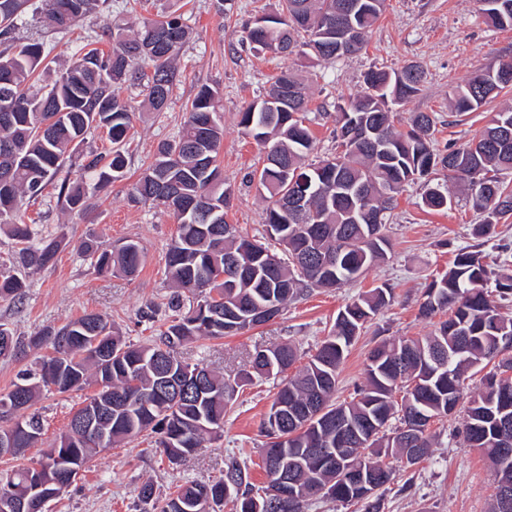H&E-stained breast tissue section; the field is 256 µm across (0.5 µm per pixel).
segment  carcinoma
Segmentation results:
<instances>
[{
    "label": "carcinoma",
    "instance_id": "obj_1",
    "mask_svg": "<svg viewBox=\"0 0 512 512\" xmlns=\"http://www.w3.org/2000/svg\"><path fill=\"white\" fill-rule=\"evenodd\" d=\"M30 0H0V229L6 232L25 269L55 262L65 241L61 235L46 241L34 224L24 220L25 202L41 196L52 185L58 200L70 212L87 208L86 185L81 180L58 179L77 145L92 129L106 132L112 145L105 154H92L81 169L96 175L95 187L125 177V146L133 126L135 107L116 89L128 84L140 89L142 104L163 112L179 81L176 60L188 31L183 15L175 11L147 19L139 28L114 24L102 28L103 51L87 44L68 63L53 71L51 82L35 86L31 78L48 69L50 51L39 42L23 41L18 26ZM48 23L69 31L100 9L107 0H42ZM346 0H278V13L252 20L246 39L257 55L277 52L330 62L336 59L329 29L346 23L354 52L365 46L364 34L378 22L384 0H356L347 18ZM487 23L512 28V0H477ZM425 72L414 62L399 70L370 69L362 90L342 97L336 110V132L344 150L318 163H305L314 149L305 112L309 87L284 69L264 95L239 113L243 135L268 150L276 148L288 163L284 169L263 157L249 174L261 197L263 238L277 242L288 253L283 259L266 243L240 235L224 217L227 191L216 165L224 139L219 112L220 87L203 84L186 107L178 134L158 144L154 160L131 184L135 203L152 202L169 211L177 232L168 249L164 275L182 290L170 301L172 315L158 339L127 341L105 313H85L62 326H48L31 344L50 350L39 368L21 373L0 392V426L12 456L23 459L37 445L42 419L27 410L44 388L59 393L78 390L94 378L98 387L73 413L57 445L42 450L35 465L20 463L0 471V512H43L33 502L34 481L44 492L57 493L66 480L57 458L80 471L97 448H114L142 436L157 435V444L170 462L194 454L203 443L221 436L229 402L228 384L212 371L192 365L177 351L181 344L204 338H222L270 322L288 302L315 288H336L363 275L385 260L390 243L384 230L398 196L412 183L426 186L424 205L441 210L452 203V184L468 187L472 206L482 214L473 235L487 237L501 220L512 215V189L497 177L512 172V107L497 111L480 136L467 143L435 146V117L417 112L411 128L396 129L389 115L393 107L414 99ZM512 89V61L474 72L453 91L457 112H474ZM448 172L449 184L430 185L429 176ZM361 186L370 197L369 208L351 196ZM298 194L310 202L318 220L287 212L282 200ZM82 252L99 275L134 277L143 255L129 240L117 249L90 235ZM494 281L496 295L487 284ZM25 287L23 276L0 270V300H15ZM394 296L387 284L361 294L339 310L328 335L315 354L294 374L284 378L264 416L268 441L262 449L267 487L278 480L275 462L294 460L292 479L301 487H325L282 512H305L309 500L356 499L352 481L342 473L343 455L324 460L310 448H337L336 419L353 427L342 441L352 460L365 468L381 457L405 456L417 448L415 462L428 457L430 432L405 437L399 426L414 413L441 421L457 403L466 404L462 434L469 447L490 463L495 477L512 481V468L500 470V424L512 418V317L501 313L498 300L512 299V274L491 270L480 250H458L448 271L425 291L419 311L425 318L439 312L447 318L420 338H390L372 349L365 365L366 384L350 401H336V384L349 348L365 325ZM21 340L0 323V360L16 357ZM495 371L474 393L467 379L486 364ZM298 361L290 345L257 349L251 368L258 376L285 373ZM419 379L410 388L407 375ZM386 481L363 501L364 512H382L383 492L394 479L385 463ZM235 479V512H266V497L253 493L248 467L236 459L225 463L224 476ZM140 512H223L224 480L185 482L158 505L153 484L138 491Z\"/></svg>",
    "mask_w": 512,
    "mask_h": 512
}]
</instances>
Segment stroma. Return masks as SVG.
<instances>
[{
    "instance_id": "1",
    "label": "stroma",
    "mask_w": 512,
    "mask_h": 512,
    "mask_svg": "<svg viewBox=\"0 0 512 512\" xmlns=\"http://www.w3.org/2000/svg\"><path fill=\"white\" fill-rule=\"evenodd\" d=\"M277 4L278 0H225L221 6L216 0H135L130 5L126 0H110L108 8L66 33L49 32L38 17L26 16L21 35L43 39L52 57L61 61L93 40L102 24L135 27L169 10H179L189 35L177 60L181 78L167 111L136 112L125 179L90 191L87 209L79 215L63 210L53 189L28 207L27 217L43 236L63 234L68 243L54 264L26 270L27 288L20 300L0 302V321L16 336L26 340L45 326H59L89 312L107 313L127 341L144 343L158 336L171 314L174 290L164 267L176 223L161 208L132 202L129 189L151 162L158 143L177 134L186 117L185 107L200 85H219L223 93L224 143L217 165L229 192L227 220L250 236L263 231L266 202L248 177L262 149L242 135L238 115L269 87L281 67L298 70L309 83L307 117L317 161L336 154L339 96L359 90L364 73L372 67L391 71L410 62L422 66L426 78L420 94L398 107L397 113L404 127L413 113H434L435 139L441 148L479 136L499 107L512 105L511 92L463 116L450 107L452 90L473 72L512 60V28L487 24L476 0H386L361 53L319 64L293 56L263 57L251 51L247 24L257 11L275 12ZM424 191L423 184L416 183L399 196L388 232V258L358 282L306 293L269 324L180 347L188 363L223 374L235 384L221 438L206 442L199 452L177 464L169 463L151 437L101 450L68 493L47 504V512H137L142 483L152 482L156 497L162 499L178 482L222 479L224 462L232 456L247 460L252 483L264 487L261 450L266 438L261 423L280 379L249 376L250 354L258 346L290 344L302 356H309L327 336L345 303L370 288L390 284L394 302L374 316L340 369L336 398L341 401L363 385L366 359L378 343L398 336L428 335L434 322L419 314L424 288L447 270L458 249L477 244L471 229L478 216L466 204L464 192H457L448 209L433 211L422 204ZM89 234L115 246L129 239L137 241L144 254L139 275L132 279L96 275L79 249ZM480 247L491 262L512 249V222L498 225L496 237ZM95 390L92 384L64 394L43 390L33 410L42 418L44 431L38 446L27 451L26 462L40 459L42 448L66 431L72 412ZM463 420L464 412L459 409L447 420L433 423L436 443L419 464L409 467L404 461H394L395 476L383 494V512H489L494 473L461 436Z\"/></svg>"
}]
</instances>
